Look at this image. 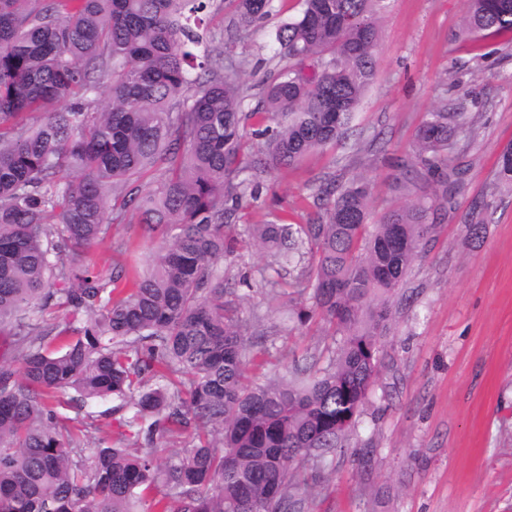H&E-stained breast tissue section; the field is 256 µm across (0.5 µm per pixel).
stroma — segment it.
Returning <instances> with one entry per match:
<instances>
[{"mask_svg": "<svg viewBox=\"0 0 512 512\" xmlns=\"http://www.w3.org/2000/svg\"><path fill=\"white\" fill-rule=\"evenodd\" d=\"M465 8V0H381L377 76L348 138L258 174L259 199L242 203L243 225L278 217L309 224L320 215L323 184L360 175L370 184V210L380 215L433 192L416 179L397 183V163L415 153V131L429 112L458 108L476 122V137L459 142L454 155L466 186L438 219L426 259L388 298L382 365L350 445L326 482L298 493L295 512H512V183L497 180L499 154L512 144V34L464 39ZM299 11L298 0H275L268 19L237 44L225 0L203 13V28L225 56L244 62L246 109L277 68V29ZM493 182L500 188L486 232L471 241L462 218ZM120 244L146 265L160 240L131 214L84 260L108 266ZM270 261L248 238L224 260L231 299L251 319V375L259 381L324 348L320 323L291 329L289 303L267 301L258 283L276 280ZM364 448L373 451L366 466L357 460Z\"/></svg>", "mask_w": 512, "mask_h": 512, "instance_id": "35a3bbf8", "label": "stroma"}]
</instances>
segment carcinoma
<instances>
[{
    "label": "carcinoma",
    "instance_id": "1",
    "mask_svg": "<svg viewBox=\"0 0 512 512\" xmlns=\"http://www.w3.org/2000/svg\"><path fill=\"white\" fill-rule=\"evenodd\" d=\"M212 0H0V512H291L307 471L349 434L373 386L389 308L426 257L465 179L453 165L474 130L440 110L414 158L442 199L369 222V184L328 183L311 224L247 232L288 271L300 326L325 324L324 365L248 378V320L224 300V257L248 170L291 166L342 139L375 79L379 0H300L275 34L283 65L244 111L241 63L199 56ZM246 38L273 0H227ZM464 33H512V0H466ZM107 96L98 98L101 87ZM262 147L245 159L246 124ZM151 178L145 192L141 181ZM490 186L465 225L478 240ZM140 215L163 242L150 268L83 262L112 225ZM66 309L49 324L42 313ZM67 406L112 399L117 438L84 442ZM189 434L160 460L156 440Z\"/></svg>",
    "mask_w": 512,
    "mask_h": 512
}]
</instances>
